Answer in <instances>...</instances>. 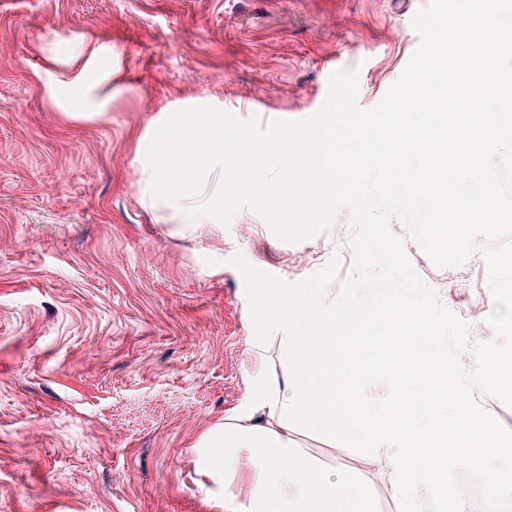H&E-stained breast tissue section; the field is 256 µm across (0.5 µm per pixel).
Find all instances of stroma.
<instances>
[{
  "instance_id": "35a3bbf8",
  "label": "stroma",
  "mask_w": 512,
  "mask_h": 512,
  "mask_svg": "<svg viewBox=\"0 0 512 512\" xmlns=\"http://www.w3.org/2000/svg\"><path fill=\"white\" fill-rule=\"evenodd\" d=\"M428 0H0V512H252L224 488V452L199 442L245 414L249 380L282 364L277 342L253 359L241 273L299 282L339 257L351 276L350 217L298 243L254 211L229 226L169 224L138 188L141 147L177 110L238 118L313 115L331 72L358 70L357 103L375 106L419 44L410 19ZM71 38L112 51V106L68 118L52 61ZM416 272L450 311L491 340L481 254L436 267L398 218ZM297 458L360 479L374 512H404L360 449L290 419ZM440 492L484 512L487 477L447 460Z\"/></svg>"
}]
</instances>
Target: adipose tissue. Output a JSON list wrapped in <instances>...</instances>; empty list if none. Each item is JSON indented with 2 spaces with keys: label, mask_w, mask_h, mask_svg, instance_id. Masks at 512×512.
<instances>
[{
  "label": "adipose tissue",
  "mask_w": 512,
  "mask_h": 512,
  "mask_svg": "<svg viewBox=\"0 0 512 512\" xmlns=\"http://www.w3.org/2000/svg\"><path fill=\"white\" fill-rule=\"evenodd\" d=\"M68 50L88 59L94 78L78 86H58L67 115L103 117L112 100L111 52L83 42L69 44ZM272 312L281 332L278 343L287 372L260 383L246 414L225 417L223 425L210 428L204 436L207 447L224 450L225 486L245 487L255 512H372V501L361 483L344 475L316 478L310 465L294 460L288 419L298 414L305 424L376 457L391 476L397 495L415 504V483L426 472L440 476L435 459L455 456L459 446L438 440L420 411L393 409L382 414L342 393L328 337L339 314L336 307L299 297L274 302ZM401 365L420 383V406L429 405L426 381L434 370L448 374L447 359L412 350ZM466 453L469 461L486 469V506L491 510L500 498L512 494V484L501 478L490 460L494 454L512 458V437L488 434L470 444ZM348 489L355 498L346 503L342 496Z\"/></svg>",
  "instance_id": "ef3b65f1"
}]
</instances>
